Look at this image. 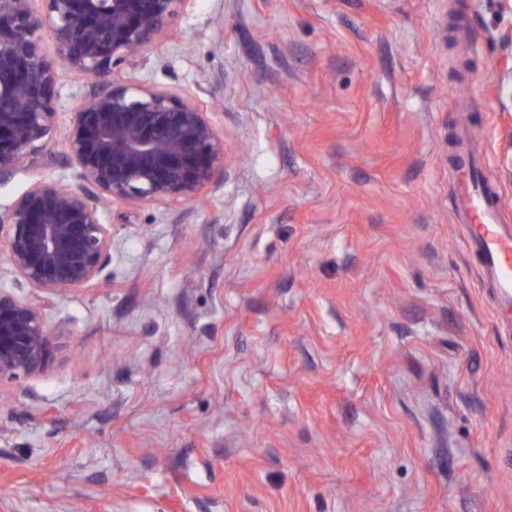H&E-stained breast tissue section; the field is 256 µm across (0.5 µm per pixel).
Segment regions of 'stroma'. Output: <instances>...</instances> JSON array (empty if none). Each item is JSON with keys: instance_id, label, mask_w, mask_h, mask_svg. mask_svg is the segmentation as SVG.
I'll list each match as a JSON object with an SVG mask.
<instances>
[{"instance_id": "obj_1", "label": "stroma", "mask_w": 512, "mask_h": 512, "mask_svg": "<svg viewBox=\"0 0 512 512\" xmlns=\"http://www.w3.org/2000/svg\"><path fill=\"white\" fill-rule=\"evenodd\" d=\"M512 0H193L117 78L206 105L224 172L113 205L98 281L0 385V512H512V323L455 211L512 215ZM79 182L62 140L0 184Z\"/></svg>"}]
</instances>
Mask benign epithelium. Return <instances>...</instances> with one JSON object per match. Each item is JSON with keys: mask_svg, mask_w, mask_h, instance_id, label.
<instances>
[{"mask_svg": "<svg viewBox=\"0 0 512 512\" xmlns=\"http://www.w3.org/2000/svg\"><path fill=\"white\" fill-rule=\"evenodd\" d=\"M186 2L0 0V181L55 139L58 67L93 79L63 138L80 185L39 179L0 210V256L47 296L100 277L112 248L110 205L194 201L224 171V137L204 109L113 78ZM41 31L56 46L57 66L45 57ZM54 355L44 308L0 287V384L41 374Z\"/></svg>", "mask_w": 512, "mask_h": 512, "instance_id": "benign-epithelium-1", "label": "benign epithelium"}]
</instances>
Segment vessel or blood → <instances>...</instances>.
Segmentation results:
<instances>
[{"label": "vessel or blood", "mask_w": 512, "mask_h": 512, "mask_svg": "<svg viewBox=\"0 0 512 512\" xmlns=\"http://www.w3.org/2000/svg\"><path fill=\"white\" fill-rule=\"evenodd\" d=\"M454 201L468 226L467 247L480 259L483 279L494 290L495 313L512 322V221L498 199L475 176L474 166H463L454 179Z\"/></svg>", "instance_id": "1"}]
</instances>
